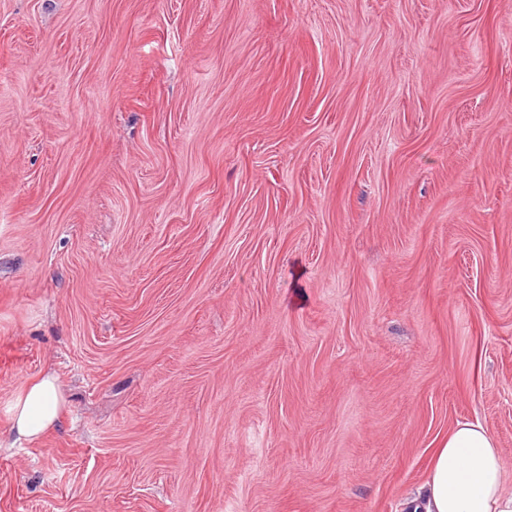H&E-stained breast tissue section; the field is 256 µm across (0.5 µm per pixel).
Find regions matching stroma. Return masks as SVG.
Returning <instances> with one entry per match:
<instances>
[{
  "label": "stroma",
  "instance_id": "stroma-1",
  "mask_svg": "<svg viewBox=\"0 0 512 512\" xmlns=\"http://www.w3.org/2000/svg\"><path fill=\"white\" fill-rule=\"evenodd\" d=\"M475 420L512 0H0V512H402ZM61 399L57 377L42 375L23 386L12 404L11 430L18 440L39 441L59 423Z\"/></svg>",
  "mask_w": 512,
  "mask_h": 512
}]
</instances>
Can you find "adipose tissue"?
Returning <instances> with one entry per match:
<instances>
[{"mask_svg": "<svg viewBox=\"0 0 512 512\" xmlns=\"http://www.w3.org/2000/svg\"><path fill=\"white\" fill-rule=\"evenodd\" d=\"M60 415L57 378L46 374L17 393L11 429L18 439L33 443L56 426ZM409 512H512V472L488 428L466 421L449 431Z\"/></svg>", "mask_w": 512, "mask_h": 512, "instance_id": "ef3b65f1", "label": "adipose tissue"}]
</instances>
